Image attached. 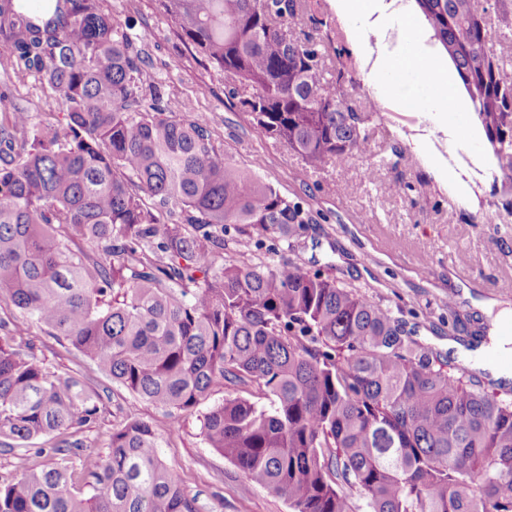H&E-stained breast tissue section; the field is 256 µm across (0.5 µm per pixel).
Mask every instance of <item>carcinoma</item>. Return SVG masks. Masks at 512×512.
Listing matches in <instances>:
<instances>
[{
	"label": "carcinoma",
	"mask_w": 512,
	"mask_h": 512,
	"mask_svg": "<svg viewBox=\"0 0 512 512\" xmlns=\"http://www.w3.org/2000/svg\"><path fill=\"white\" fill-rule=\"evenodd\" d=\"M227 97L310 165L364 154L376 110L356 111L352 52L298 38L301 0H156ZM443 49L512 211V73L477 0H413ZM0 49L59 99L63 119L0 113V302L23 310L201 434L290 512H512V400L416 344L359 289L284 258L224 262L230 227L293 236L300 205L224 156L209 121L163 104L142 49L104 0H0ZM510 191H505V187ZM0 336V441L56 457L0 476V512H201L131 407L100 456L65 437L99 406Z\"/></svg>",
	"instance_id": "1"
}]
</instances>
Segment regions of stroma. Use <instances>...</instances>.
Here are the masks:
<instances>
[{"label":"stroma","mask_w":512,"mask_h":512,"mask_svg":"<svg viewBox=\"0 0 512 512\" xmlns=\"http://www.w3.org/2000/svg\"><path fill=\"white\" fill-rule=\"evenodd\" d=\"M114 21L144 48L165 100L177 117L206 118L212 136L241 168L261 176L288 200L308 210L311 224L283 240L263 234L255 261L270 265L289 257L310 271L358 287L389 308L409 336L447 357V341L487 333L485 297L512 303V215L500 206L492 179L458 195L447 168L431 157L417 159L409 142L392 137L383 120L372 126L367 155L322 168L266 137L250 116L225 96L223 72L195 56L173 33L156 0H106ZM35 120L53 117L56 95L36 77L14 71L0 52V89ZM400 184L389 194L387 183ZM0 320L31 329L36 355L50 370L79 374L98 404L100 417L78 432L84 447L108 452L113 424L124 408L137 407L159 439L169 470L203 512H289L287 502L249 484L200 433V416L172 421L164 409L133 397L67 344L33 327L30 317L0 302Z\"/></svg>","instance_id":"obj_1"}]
</instances>
